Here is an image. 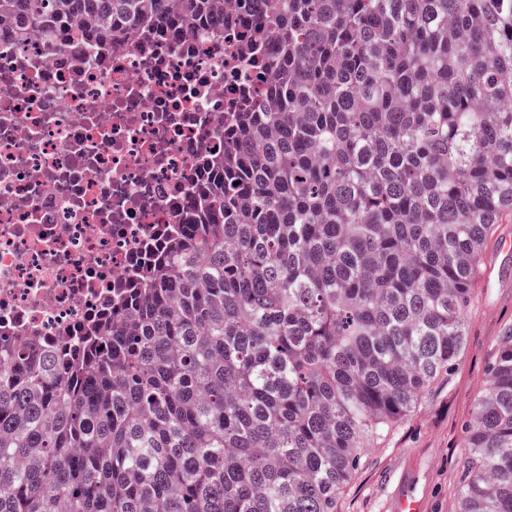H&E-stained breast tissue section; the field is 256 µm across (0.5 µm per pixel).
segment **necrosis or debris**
I'll return each instance as SVG.
<instances>
[{"label": "necrosis or debris", "instance_id": "necrosis-or-debris-1", "mask_svg": "<svg viewBox=\"0 0 512 512\" xmlns=\"http://www.w3.org/2000/svg\"><path fill=\"white\" fill-rule=\"evenodd\" d=\"M0 28V339L66 351L188 223L267 80L232 8L176 35Z\"/></svg>", "mask_w": 512, "mask_h": 512}]
</instances>
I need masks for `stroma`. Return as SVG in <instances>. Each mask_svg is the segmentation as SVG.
Listing matches in <instances>:
<instances>
[{
	"label": "stroma",
	"mask_w": 512,
	"mask_h": 512,
	"mask_svg": "<svg viewBox=\"0 0 512 512\" xmlns=\"http://www.w3.org/2000/svg\"><path fill=\"white\" fill-rule=\"evenodd\" d=\"M488 255L466 315L465 349L452 374L433 383L407 418L365 449L336 512H394L396 498L407 491L421 499L423 512H456L462 426L486 383L491 346L503 324L512 322V223L500 225Z\"/></svg>",
	"instance_id": "obj_1"
}]
</instances>
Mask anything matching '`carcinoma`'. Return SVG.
Here are the masks:
<instances>
[{"instance_id":"obj_1","label":"carcinoma","mask_w":512,"mask_h":512,"mask_svg":"<svg viewBox=\"0 0 512 512\" xmlns=\"http://www.w3.org/2000/svg\"><path fill=\"white\" fill-rule=\"evenodd\" d=\"M242 2L270 81L192 223L76 348L0 347V512H336L464 349L512 223V0ZM222 9L0 0V26L172 34ZM462 447L457 512H512V324Z\"/></svg>"}]
</instances>
